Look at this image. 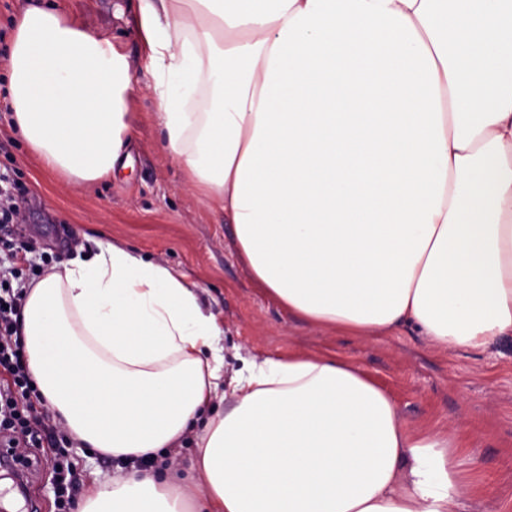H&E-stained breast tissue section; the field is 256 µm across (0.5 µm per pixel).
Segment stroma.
<instances>
[{
  "label": "stroma",
  "instance_id": "obj_1",
  "mask_svg": "<svg viewBox=\"0 0 512 512\" xmlns=\"http://www.w3.org/2000/svg\"><path fill=\"white\" fill-rule=\"evenodd\" d=\"M51 3L128 57L137 86L128 103L129 164L93 183L44 169L11 122L0 75V173L28 189L17 227L26 249L0 251V270L42 273L89 248L93 237L123 244L197 284L202 305L224 330L225 374L254 357L341 356L388 390L408 428L456 426L461 467L479 490L467 512H512V338L484 350L446 352L408 326L372 339L288 313L256 287L223 211L186 181L165 145L137 0H0V54L10 44L12 19ZM60 453L87 486L118 471V461L55 437L26 453L28 490L17 487L11 471L0 472V502L14 503L17 512H58L53 459Z\"/></svg>",
  "mask_w": 512,
  "mask_h": 512
}]
</instances>
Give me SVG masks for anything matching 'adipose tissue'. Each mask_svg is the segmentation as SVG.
I'll list each match as a JSON object with an SVG mask.
<instances>
[{"label":"adipose tissue","instance_id":"obj_1","mask_svg":"<svg viewBox=\"0 0 512 512\" xmlns=\"http://www.w3.org/2000/svg\"><path fill=\"white\" fill-rule=\"evenodd\" d=\"M158 119L259 288L305 321L439 349L512 335V0H139ZM13 120L49 171L111 176L134 81L53 7L19 17ZM37 392L75 441L130 464L77 512H463L457 434L409 429L338 356L244 361L195 284L100 241L29 282ZM233 403L205 416L220 386ZM195 434L193 473L158 457Z\"/></svg>","mask_w":512,"mask_h":512}]
</instances>
